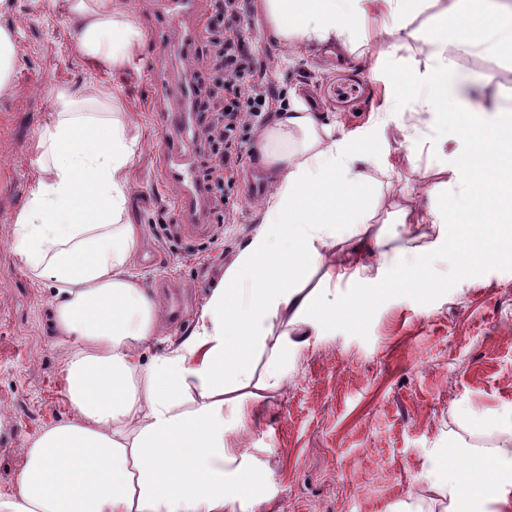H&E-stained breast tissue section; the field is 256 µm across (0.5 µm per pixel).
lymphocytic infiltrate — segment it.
Returning a JSON list of instances; mask_svg holds the SVG:
<instances>
[{
    "mask_svg": "<svg viewBox=\"0 0 512 512\" xmlns=\"http://www.w3.org/2000/svg\"><path fill=\"white\" fill-rule=\"evenodd\" d=\"M244 14V0H212L204 29L205 55L194 71L205 179L219 212L225 187L235 183L248 155L252 133L285 107L281 91L254 79L265 62L246 34Z\"/></svg>",
    "mask_w": 512,
    "mask_h": 512,
    "instance_id": "f902f5d3",
    "label": "lymphocytic infiltrate"
}]
</instances>
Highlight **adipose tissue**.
<instances>
[{
    "label": "adipose tissue",
    "mask_w": 512,
    "mask_h": 512,
    "mask_svg": "<svg viewBox=\"0 0 512 512\" xmlns=\"http://www.w3.org/2000/svg\"><path fill=\"white\" fill-rule=\"evenodd\" d=\"M377 4L392 19V55L427 6L442 7L423 67L401 81L405 94L429 92L421 126L400 133L410 156H427V172L439 179L428 206L404 193L394 198L407 248L384 251L375 221L390 168H362L369 146L292 106L259 144L274 180L259 231L225 269L192 336L145 366L137 351L158 331L159 305L128 271L139 227L125 220L126 172L138 138L108 104L92 108L56 93L54 118L35 139L41 174L14 218L13 249L56 290L50 324L74 344L62 368L74 416L26 444L0 512H226L255 478L239 449L226 446L224 428L282 388L290 353L311 347L326 325L357 319L379 292L425 287L436 256L462 272L512 263V116L495 103L472 106L448 85L449 45L512 53L500 0H263V9L274 37L292 49L352 42ZM69 18L77 52L116 67L143 38L113 0H70ZM457 137L468 143L459 160L466 194L448 193L443 180L444 145ZM318 267L325 275L316 287L307 273ZM366 273L374 289L342 290ZM262 354L268 363L258 378L253 362ZM478 427L500 438L481 467L449 473L429 460L441 512L512 502V413Z\"/></svg>",
    "instance_id": "obj_1"
}]
</instances>
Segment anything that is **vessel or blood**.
I'll return each mask as SVG.
<instances>
[{"instance_id":"vessel-or-blood-1","label":"vessel or blood","mask_w":512,"mask_h":512,"mask_svg":"<svg viewBox=\"0 0 512 512\" xmlns=\"http://www.w3.org/2000/svg\"><path fill=\"white\" fill-rule=\"evenodd\" d=\"M162 15L175 27L184 56H191L207 16L204 0H159ZM145 69L160 105L157 122L163 134L161 179L181 187L173 204L182 223L196 224L208 218V193L194 159L199 153L194 115V79L190 72L170 76L165 57L146 60Z\"/></svg>"}]
</instances>
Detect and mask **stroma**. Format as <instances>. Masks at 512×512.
Returning a JSON list of instances; mask_svg holds the SVG:
<instances>
[{"label":"stroma","mask_w":512,"mask_h":512,"mask_svg":"<svg viewBox=\"0 0 512 512\" xmlns=\"http://www.w3.org/2000/svg\"><path fill=\"white\" fill-rule=\"evenodd\" d=\"M118 3L144 38L117 68L76 54L68 0H11L0 11L18 56L12 86L0 93V491L13 487L26 442L74 416L62 378L72 346L48 325L50 283L34 278L12 247L13 219L39 174L34 141L52 120L54 89L110 97L137 134L125 219L139 225L140 237L129 271L158 301L172 287L193 293L185 323L161 322L137 353L141 364L173 353L193 333L213 289L208 268L230 266L261 225V201L247 199L238 182L225 191L226 223L211 218L183 234L158 228L179 189L160 178L162 133L139 62L156 55L158 38L172 29L159 0ZM246 9L247 34L267 62L259 80L302 99L335 123L337 135L373 146L375 164L393 168L392 192L428 205L433 179L390 138L392 125L417 122L416 103L403 101L386 128L376 113L405 62H424L422 47L439 24L435 9L419 15L414 38L379 66L360 54L387 42L382 14H370L348 48L287 52L269 35L261 0H248ZM448 59L449 84L473 103L501 90V106L512 108V56L452 46ZM511 409L512 265L486 263L456 275L435 262L427 289L380 296L359 322L326 326L314 345L289 355L281 390L225 431L247 465L266 474L233 512H403L411 502L427 510L437 498L424 466L431 453L497 443L460 425L457 412L485 419Z\"/></svg>","instance_id":"1"}]
</instances>
